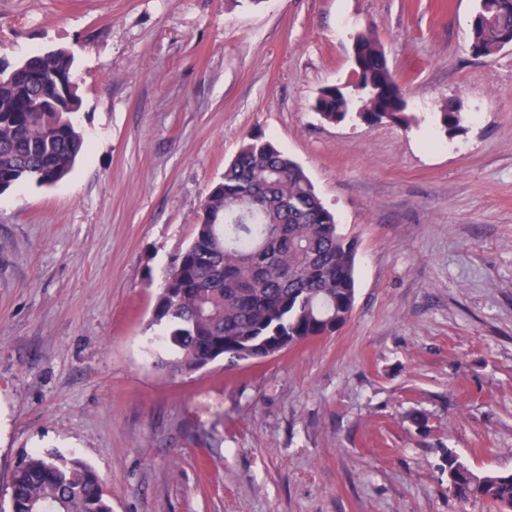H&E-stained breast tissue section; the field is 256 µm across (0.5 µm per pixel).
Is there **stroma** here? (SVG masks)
I'll use <instances>...</instances> for the list:
<instances>
[{"label": "stroma", "instance_id": "stroma-1", "mask_svg": "<svg viewBox=\"0 0 512 512\" xmlns=\"http://www.w3.org/2000/svg\"><path fill=\"white\" fill-rule=\"evenodd\" d=\"M476 6L0 0V61L73 53L87 143L56 186L0 193V512L46 450L95 469L112 512H495L441 469L452 448L512 470V48L471 54ZM368 28L410 129L312 109ZM248 133L357 238L353 313L272 358L173 373L150 344L161 275Z\"/></svg>", "mask_w": 512, "mask_h": 512}]
</instances>
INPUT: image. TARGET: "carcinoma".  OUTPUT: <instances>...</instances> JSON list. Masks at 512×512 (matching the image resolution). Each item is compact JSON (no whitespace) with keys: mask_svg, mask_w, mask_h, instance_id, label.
<instances>
[{"mask_svg":"<svg viewBox=\"0 0 512 512\" xmlns=\"http://www.w3.org/2000/svg\"><path fill=\"white\" fill-rule=\"evenodd\" d=\"M483 20L471 25L470 48L493 57L512 42V0H478ZM358 64L344 87L322 88L313 108L329 123L347 118L405 128L407 100L372 30L353 37ZM73 55L62 48L28 56L0 73V192L62 181L84 151L67 121L77 90ZM447 132L461 128L456 105L440 110ZM189 246L165 269L154 320L166 322L173 373L199 371L223 359L256 360L336 333L356 297L357 240L341 232L304 169L272 141L244 139L206 193ZM448 492L460 504L485 501L512 512V471H476L453 448L442 453ZM12 512H112L103 478L89 465L35 452L14 472Z\"/></svg>","mask_w":512,"mask_h":512,"instance_id":"1","label":"carcinoma"}]
</instances>
